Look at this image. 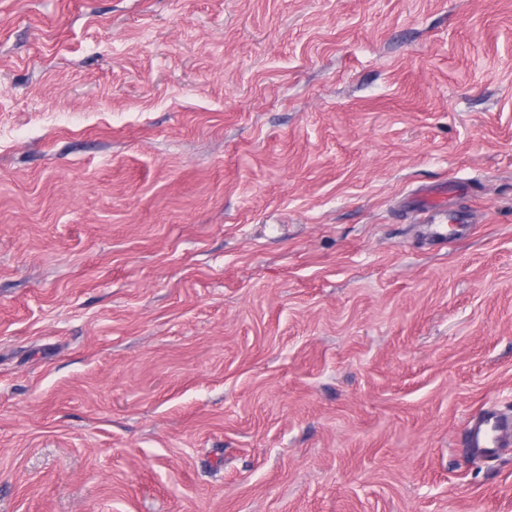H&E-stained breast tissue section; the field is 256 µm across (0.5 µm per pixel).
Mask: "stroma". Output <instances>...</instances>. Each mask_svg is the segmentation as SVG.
Masks as SVG:
<instances>
[{
	"mask_svg": "<svg viewBox=\"0 0 512 512\" xmlns=\"http://www.w3.org/2000/svg\"><path fill=\"white\" fill-rule=\"evenodd\" d=\"M488 407L512 0H0V512H512ZM447 203V197L439 198L436 194H431L426 199V204L424 207V211L429 215L430 219L428 224H432L435 226L434 235L437 238H445L446 233L443 229V224L448 223V221L457 220L458 218H450L448 217V213L445 210V205ZM463 442L470 452L487 455L512 446V418L495 408H486L471 418Z\"/></svg>",
	"mask_w": 512,
	"mask_h": 512,
	"instance_id": "stroma-1",
	"label": "stroma"
}]
</instances>
